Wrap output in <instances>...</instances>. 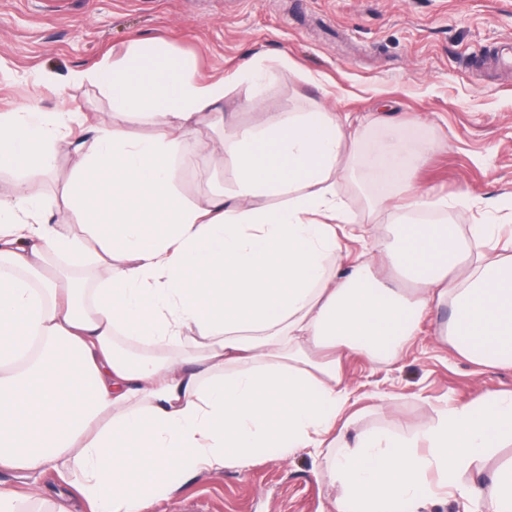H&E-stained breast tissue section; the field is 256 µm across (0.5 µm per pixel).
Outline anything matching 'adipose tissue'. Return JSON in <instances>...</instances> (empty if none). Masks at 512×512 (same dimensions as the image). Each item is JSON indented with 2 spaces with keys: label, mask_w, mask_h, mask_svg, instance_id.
Returning a JSON list of instances; mask_svg holds the SVG:
<instances>
[{
  "label": "adipose tissue",
  "mask_w": 512,
  "mask_h": 512,
  "mask_svg": "<svg viewBox=\"0 0 512 512\" xmlns=\"http://www.w3.org/2000/svg\"><path fill=\"white\" fill-rule=\"evenodd\" d=\"M267 75L253 62L199 82L160 39L71 73L157 131L132 139L103 122L75 152L65 196L81 234L61 231L23 184L0 193V471L79 476L85 512H150L181 478L309 448L339 488L335 512H424L440 487L467 512H512V465L487 487L464 479L512 444V394L445 408L410 437H351L341 372L347 352L398 358L443 304L440 337L457 354L512 368V247L499 251V225H394L380 250L407 289L361 256L332 271L342 239L370 229L334 190L359 165L358 133L319 110L235 128L223 194L176 192L173 163L202 126L224 122L228 88L248 85L253 106ZM73 120L34 101L1 112L0 166L51 171ZM376 156L409 208L447 212L417 186L420 160L394 128ZM63 265L91 266L98 287L77 288ZM124 340L142 352L124 353Z\"/></svg>",
  "instance_id": "1"
}]
</instances>
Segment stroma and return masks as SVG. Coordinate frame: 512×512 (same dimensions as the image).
Wrapping results in <instances>:
<instances>
[{"instance_id": "35a3bbf8", "label": "stroma", "mask_w": 512, "mask_h": 512, "mask_svg": "<svg viewBox=\"0 0 512 512\" xmlns=\"http://www.w3.org/2000/svg\"><path fill=\"white\" fill-rule=\"evenodd\" d=\"M159 37L194 58L201 82L252 60L272 69L258 106L246 107L244 85L225 96L239 124L315 106L366 116L359 153L368 163L385 125H396L404 147L424 153L416 182L467 197L448 222L481 223L493 201L502 237L512 236V0H0V113L33 99L47 112L74 110L72 146L103 121L150 135L149 119L114 112L107 94L67 77L121 57L132 40ZM283 57L292 68L280 66ZM224 136L223 127H202L176 160L171 178L187 201L223 192L231 176L216 162ZM71 178L65 150L49 172L0 168V192L24 183L60 220ZM449 316L443 308L423 318L398 359L343 357L357 400L351 434L413 435L444 406L512 392V368L474 365L439 338ZM337 493L303 451L200 474L153 512H332Z\"/></svg>"}]
</instances>
